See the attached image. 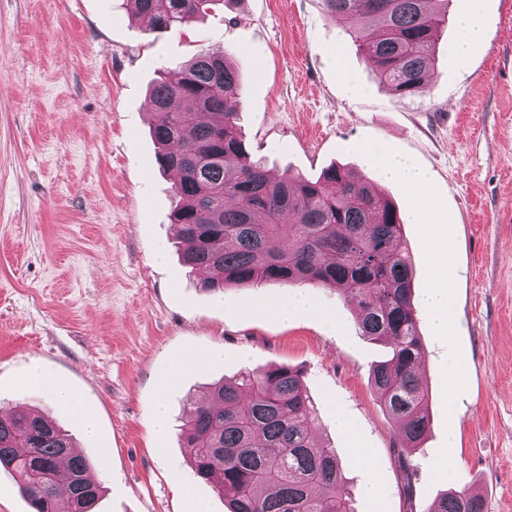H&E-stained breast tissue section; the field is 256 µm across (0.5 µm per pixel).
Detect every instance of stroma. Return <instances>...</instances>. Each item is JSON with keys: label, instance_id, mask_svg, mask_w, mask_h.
Segmentation results:
<instances>
[{"label": "stroma", "instance_id": "stroma-1", "mask_svg": "<svg viewBox=\"0 0 512 512\" xmlns=\"http://www.w3.org/2000/svg\"><path fill=\"white\" fill-rule=\"evenodd\" d=\"M480 18L483 40L461 58L448 22L425 94L401 99L320 0H238L157 36L126 0H0V406L41 410L73 438L101 482L96 512H228L192 478L181 417L213 384L278 365L303 371L320 432L347 461L354 512H426L464 484L485 512H512V0H483ZM209 48L240 73L244 138L271 174L314 179L338 163L375 181L358 148L378 143L430 175L429 236L408 219V189L382 185L405 218L415 295L441 249L454 306L445 329L418 310L431 422L408 477L414 509L400 494L398 424L370 385L389 344L361 336L352 305L329 290L210 293L181 262L148 89L159 69ZM297 295L312 312L281 321L277 306ZM211 349L223 360L163 387L172 363ZM34 361L92 409L94 433L25 389ZM341 417L357 428L362 461Z\"/></svg>", "mask_w": 512, "mask_h": 512}]
</instances>
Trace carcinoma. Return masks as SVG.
Here are the masks:
<instances>
[{"label":"carcinoma","instance_id":"carcinoma-1","mask_svg":"<svg viewBox=\"0 0 512 512\" xmlns=\"http://www.w3.org/2000/svg\"><path fill=\"white\" fill-rule=\"evenodd\" d=\"M215 2L131 0V10L153 34L204 16ZM450 2L321 0L328 17L348 26L378 82L401 98L425 93ZM242 90L224 50L164 69L150 88L151 134L158 165L173 179L171 221L183 262L218 271L201 279L207 292L307 283L352 303L361 334L391 346L370 380L400 424L395 451L409 477L430 424V398L417 374L425 351L399 211L370 182L336 165L315 181L270 177L238 125ZM315 420L302 372L274 366L217 383L185 413L181 440L195 477L216 488L229 512H354L341 490L336 449L318 441ZM71 448L42 414L0 413V471L17 479L32 512H94L101 487L88 458ZM426 512H485V502L463 485Z\"/></svg>","mask_w":512,"mask_h":512}]
</instances>
